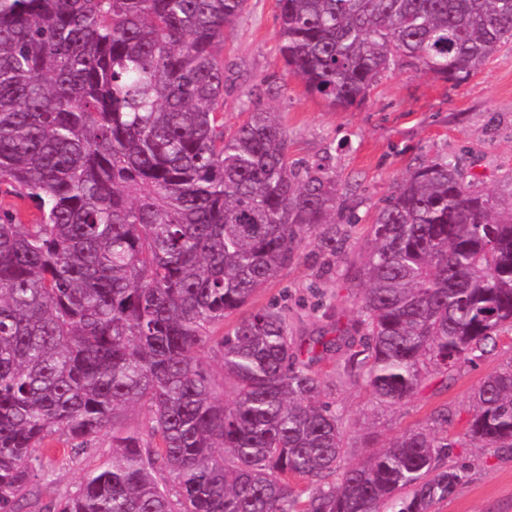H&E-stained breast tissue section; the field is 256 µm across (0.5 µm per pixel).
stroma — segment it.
I'll return each mask as SVG.
<instances>
[{"label": "stroma", "instance_id": "obj_1", "mask_svg": "<svg viewBox=\"0 0 512 512\" xmlns=\"http://www.w3.org/2000/svg\"><path fill=\"white\" fill-rule=\"evenodd\" d=\"M276 0H248V11L224 40V123L242 121L241 103L255 92L263 107L279 112L292 159L329 157L347 211L358 218L345 252L331 272L321 274L308 255L259 290L258 308L278 303L288 309L296 341L329 335L331 324L347 326L356 317L348 263L361 261L362 244L384 198L419 164L458 159L464 173L484 176L494 196L512 193V45L502 47L480 72L455 85L400 62L371 90L360 106L330 110L305 93L289 75L280 54ZM512 363V334L477 360L450 373L429 372L419 392L393 407L377 403L361 385L337 386L333 397L350 425L341 468L355 466L403 432L427 426L431 411L448 405L451 458L469 464L467 484L436 505V512H512V456L484 450L461 439L472 415V398L488 373ZM112 453L102 437L89 454L65 460L52 443L42 466L48 479L34 487L37 505L55 503L74 492L85 471Z\"/></svg>", "mask_w": 512, "mask_h": 512}]
</instances>
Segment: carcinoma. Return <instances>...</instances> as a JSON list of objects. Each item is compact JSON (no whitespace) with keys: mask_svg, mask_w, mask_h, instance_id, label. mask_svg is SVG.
I'll return each instance as SVG.
<instances>
[{"mask_svg":"<svg viewBox=\"0 0 512 512\" xmlns=\"http://www.w3.org/2000/svg\"><path fill=\"white\" fill-rule=\"evenodd\" d=\"M288 73L332 110L364 103L396 63L460 83L512 42V0H277ZM247 0H0V512H22L52 441L112 457L48 512H434L468 481L439 430L410 429L333 480L346 418L337 383L379 403L432 367L473 363L512 332V195L456 162L414 169L350 264L357 319L301 360L285 309L211 329L317 240L347 231L324 162L292 160L260 102L224 125V31ZM37 210L19 218V204ZM231 400L224 401V390ZM143 405L150 445L115 426ZM464 439L512 454V365L487 374ZM166 471L171 490L157 480ZM306 484L302 491L291 482Z\"/></svg>","mask_w":512,"mask_h":512,"instance_id":"carcinoma-1","label":"carcinoma"}]
</instances>
